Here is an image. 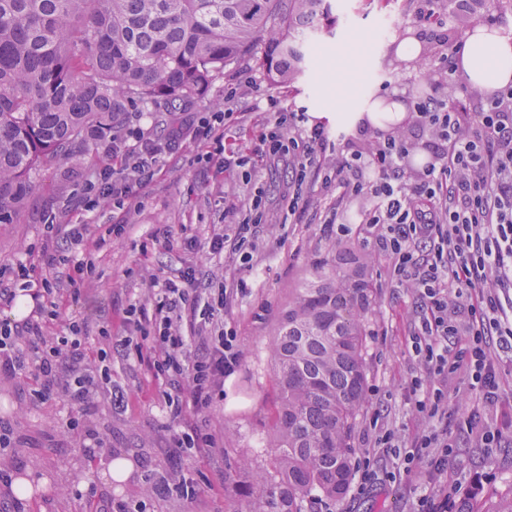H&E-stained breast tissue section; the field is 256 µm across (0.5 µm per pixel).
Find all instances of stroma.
Listing matches in <instances>:
<instances>
[{
    "label": "stroma",
    "instance_id": "obj_1",
    "mask_svg": "<svg viewBox=\"0 0 512 512\" xmlns=\"http://www.w3.org/2000/svg\"><path fill=\"white\" fill-rule=\"evenodd\" d=\"M331 5L335 27L319 32L303 71L289 83L268 75L260 64L262 52L256 49L215 76L203 97L184 103L179 111L156 112L141 102L131 106L126 126H142L147 137L163 145L153 176L134 187L131 205L105 201L93 211L85 210V175L108 161L103 150L94 149L41 172L17 221L0 224V265L7 266L20 260L39 264L37 251L47 235L48 219L90 227L84 249L95 263L94 273H77L70 261L46 272L58 287L79 290L77 301L55 321L54 333L65 334L73 321L85 324L93 349L102 331L128 335V308L147 303L153 283L178 278L191 266L202 283L225 289L224 308L211 327L233 333L242 351L237 370L224 380L223 399L209 414L190 412L184 420L185 426L215 436L216 447L186 448L177 456L169 453L174 430L160 400L163 381L136 356L113 353L112 382L127 392L128 406L119 411L106 397H98L87 418L86 435L61 427L70 410L62 391L37 402L24 377L0 374V421L11 426L18 442L15 453L0 456V500L7 497V479L29 472L48 482L33 499L20 503L21 512H79L73 492L91 483L104 495L133 504L143 496L146 472L180 468L194 479L197 496L188 500L175 490L155 496L153 512H233L248 503L251 473L265 467L270 457L265 441L277 391L270 351L276 324L312 263L336 253L335 238L324 231L332 207L341 206L346 221L355 223L361 208L371 204L366 197L337 201L334 188L324 187L321 172L312 167L302 188L308 202L299 220L287 222L296 188L292 171L287 159L258 153V137L275 126L282 112L304 113L308 125L324 126L332 138L344 141L407 136L414 123L410 116L388 131L356 132L342 115L379 97L395 94L405 101L431 95L442 81L434 69V58L444 48L442 38L416 26L417 0H331ZM406 37L421 47L410 60L394 54L396 44ZM339 69L351 73V88L334 83L332 76ZM245 82L253 85L252 93L226 98L225 88ZM217 112L227 115L218 126L226 149L246 160L245 166L221 173L207 161L213 141L195 134L199 120ZM256 196L262 200L263 218L252 227L251 261L241 263L229 251L210 256L212 238L234 234ZM112 224L124 225L121 237H106ZM160 227L169 230L170 245L156 240ZM187 238L195 241V248L184 246ZM387 266L386 258L376 256L370 267L376 297L366 315V401L352 434L360 455L371 450L384 431L407 442L430 425L415 412L411 391L413 380L426 378L423 364L411 351L418 310L412 293L391 281ZM426 380L427 388L448 395L449 429L458 441L452 478L479 506L512 494V429L505 430L500 447L491 450L460 430L473 410L488 424L500 425L512 407V377L505 382L501 404L494 406L482 402L462 373ZM96 437L132 462L126 480L107 482L101 467L88 465L84 449ZM394 468L393 457L378 459L376 482L361 491L350 488L331 512H414L428 475L419 469L387 480L386 472Z\"/></svg>",
    "mask_w": 512,
    "mask_h": 512
}]
</instances>
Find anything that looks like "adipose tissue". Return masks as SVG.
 Masks as SVG:
<instances>
[{"label": "adipose tissue", "instance_id": "1", "mask_svg": "<svg viewBox=\"0 0 512 512\" xmlns=\"http://www.w3.org/2000/svg\"><path fill=\"white\" fill-rule=\"evenodd\" d=\"M468 83L485 92L512 83V40L479 25L468 32L459 61Z\"/></svg>", "mask_w": 512, "mask_h": 512}]
</instances>
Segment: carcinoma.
<instances>
[{
  "mask_svg": "<svg viewBox=\"0 0 512 512\" xmlns=\"http://www.w3.org/2000/svg\"><path fill=\"white\" fill-rule=\"evenodd\" d=\"M327 0H0V224H12L39 172L122 125L128 106L168 112L260 43L280 82L300 71ZM365 263L312 264L276 325L279 386L272 466L252 475L250 512H319L349 489L367 389ZM512 512V495L477 511Z\"/></svg>",
  "mask_w": 512,
  "mask_h": 512,
  "instance_id": "cac0c4a2",
  "label": "carcinoma"
}]
</instances>
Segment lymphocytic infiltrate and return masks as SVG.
Returning <instances> with one entry per match:
<instances>
[{
  "mask_svg": "<svg viewBox=\"0 0 512 512\" xmlns=\"http://www.w3.org/2000/svg\"><path fill=\"white\" fill-rule=\"evenodd\" d=\"M463 48L461 38L449 39L435 65L448 78L449 95L413 103L416 126L427 135L432 156L418 171L416 186L405 180L413 142L402 137H388L366 150L351 142L339 146L324 127L303 131V113L285 112L260 146L269 156L288 158L299 185L312 153L335 157V165L323 167L325 182L335 184L339 197L366 196L372 204L359 223H345L334 212L328 226L336 237H358L363 247L385 256L398 287L418 295L423 317L412 349L427 375L463 372L471 389L495 404L512 367V84L473 94L457 78ZM112 144L129 165L121 175L110 176L104 169L86 180L82 192L93 207L103 199L121 203L130 198L156 162L157 150L143 130L115 133ZM368 169L373 179H364ZM10 273L13 284L0 289V309L12 308L22 297L31 300L32 309L20 320L0 318V374L31 375V394L42 402L59 382H67L66 396L75 409L66 420L70 430H85L99 395L124 407L125 393L112 384L115 348L148 353L150 367L168 385L162 398L174 423L189 411H211L224 394L225 377L240 364L235 338L225 332L203 337L202 354L188 355L194 339L183 334V326L209 323L224 306L194 269L162 283L150 307L131 306L126 323L140 332L141 345L130 346L106 332L93 352L86 347L82 324L72 323L65 335L47 331L77 300V289L56 287L46 278L33 281L21 261ZM412 389L419 394L416 412L435 419L436 427L404 444L387 433L377 445L397 458V472L427 470L431 490L420 495L416 512H453L461 485L448 478L454 458L448 397L439 390L424 392L419 379Z\"/></svg>",
  "mask_w": 512,
  "mask_h": 512,
  "instance_id": "1",
  "label": "lymphocytic infiltrate"
}]
</instances>
